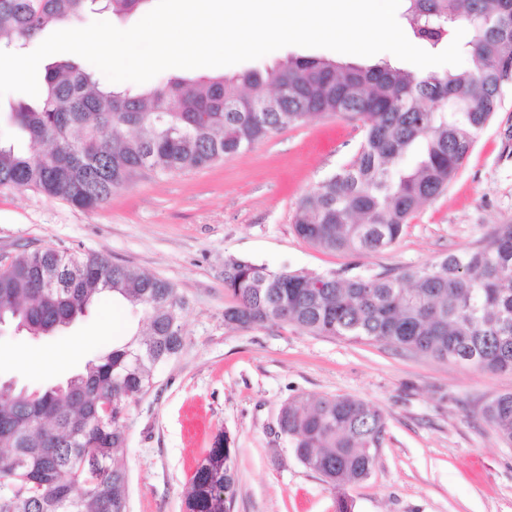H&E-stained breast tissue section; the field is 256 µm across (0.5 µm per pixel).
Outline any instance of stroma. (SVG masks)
Returning <instances> with one entry per match:
<instances>
[{
	"mask_svg": "<svg viewBox=\"0 0 512 512\" xmlns=\"http://www.w3.org/2000/svg\"><path fill=\"white\" fill-rule=\"evenodd\" d=\"M362 140L332 116L284 129L209 167L145 176L94 209L0 187V261L53 248L99 254L174 285L185 302L181 352L125 422L127 512H185L184 491L215 438L236 450L233 512H334L322 477L280 435L297 394L347 395L381 408L386 434L353 512H512V445L482 409L512 392V372L406 355L372 342L313 336L293 326L224 322V259L279 270L373 275L470 248L512 222V88L448 188L399 241L354 257L314 247L293 226L298 202L349 162ZM139 313L102 294L66 331L31 337L0 327V382L41 390L65 383L113 344Z\"/></svg>",
	"mask_w": 512,
	"mask_h": 512,
	"instance_id": "obj_1",
	"label": "stroma"
}]
</instances>
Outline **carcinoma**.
<instances>
[{"mask_svg": "<svg viewBox=\"0 0 512 512\" xmlns=\"http://www.w3.org/2000/svg\"><path fill=\"white\" fill-rule=\"evenodd\" d=\"M126 13L145 0H0V36L24 48L86 3ZM414 38L436 49L468 32L469 70L420 76L387 61L341 64L289 58L234 77H170L131 93L100 87L70 58L44 68L33 104L10 120L31 145H0V186L33 189L95 208L145 173L208 167L314 118L361 123L352 159L303 198L294 230L320 249L363 256L401 238L411 216L455 178L512 85V0H405ZM58 275L55 293L39 288ZM109 291L142 314L126 343L88 361L63 389L0 391V512H127L125 420L155 387L159 365L183 348L184 302L169 282L94 254L47 248L0 264V317L45 336ZM224 323L293 325L314 336L378 342L405 354L512 371V224L476 246L420 267L374 275L272 270L224 260ZM512 445V392L482 409ZM297 458L352 512V485L381 447L383 412L348 396L298 394L280 408ZM237 474L230 438L218 437L185 494L186 512H231Z\"/></svg>", "mask_w": 512, "mask_h": 512, "instance_id": "obj_1", "label": "carcinoma"}]
</instances>
